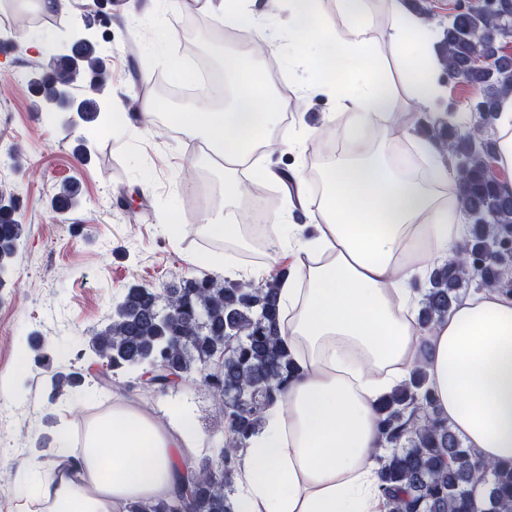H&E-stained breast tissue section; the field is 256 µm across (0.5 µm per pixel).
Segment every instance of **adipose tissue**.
Segmentation results:
<instances>
[{"label": "adipose tissue", "mask_w": 512, "mask_h": 512, "mask_svg": "<svg viewBox=\"0 0 512 512\" xmlns=\"http://www.w3.org/2000/svg\"><path fill=\"white\" fill-rule=\"evenodd\" d=\"M368 0H288L278 37L288 64L311 65L304 94L331 91L348 118L344 151L321 166V194L307 192L299 170L269 160V140L286 103L236 56L222 109L170 115L198 140L202 158L224 163V186L238 174L298 186L299 210L312 225L266 226V262L288 259L280 283L281 335L302 369L269 408L233 475L236 512H383L376 457L383 449L375 403L424 366L440 417L485 462H512V296L474 291L428 331L417 324L416 282L429 266L455 257L465 233L452 189L456 175L436 140L398 124L396 96L380 65L344 80L323 76L326 61L361 55L369 43ZM388 39L403 62L405 106L418 111L444 94L436 40L405 0H381ZM407 134L427 175L404 173L372 151L375 124ZM202 446L191 412L175 406L167 423L119 404L90 421L79 445L59 435L54 470L31 497L42 512H129L173 498Z\"/></svg>", "instance_id": "1"}]
</instances>
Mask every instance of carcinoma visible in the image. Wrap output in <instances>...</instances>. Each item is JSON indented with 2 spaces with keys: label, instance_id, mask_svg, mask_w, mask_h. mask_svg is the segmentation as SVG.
<instances>
[{
  "label": "carcinoma",
  "instance_id": "cac0c4a2",
  "mask_svg": "<svg viewBox=\"0 0 512 512\" xmlns=\"http://www.w3.org/2000/svg\"><path fill=\"white\" fill-rule=\"evenodd\" d=\"M512 31V0H499L496 10L448 16L442 30L440 62L446 73L478 86L477 119L459 125L436 121L432 136L448 152L461 191V211L471 220L459 248L461 258L433 268L421 299L418 323L429 328L473 285L512 294V255L498 252L512 241V192L491 169L497 141L485 136L483 120L498 116L512 96V57L499 53L498 40ZM494 58L493 71L474 66ZM29 85L46 104L68 95L60 112H74L87 133L106 124L97 98L110 72L98 40L87 41L50 60L37 61ZM79 185L64 182L51 200L63 215L73 209ZM24 234L19 199L0 193V287ZM91 350L108 363L103 381L133 373L156 363L173 374L193 380L220 395L227 438L223 460L203 458L193 467L187 486L188 512H235L232 475L236 452L260 426L263 414L275 405L294 377L297 366L280 335L278 281L261 285L220 281L210 276L186 278L162 289H128L112 311L110 322L91 340ZM224 354V371L214 380L206 366ZM78 372L54 370L51 397L82 382ZM382 438L391 451L380 459V490L387 512H512V464L483 463L447 424L438 419L422 370L397 387L376 407ZM183 493L171 500L136 505L130 512H179Z\"/></svg>",
  "mask_w": 512,
  "mask_h": 512
}]
</instances>
